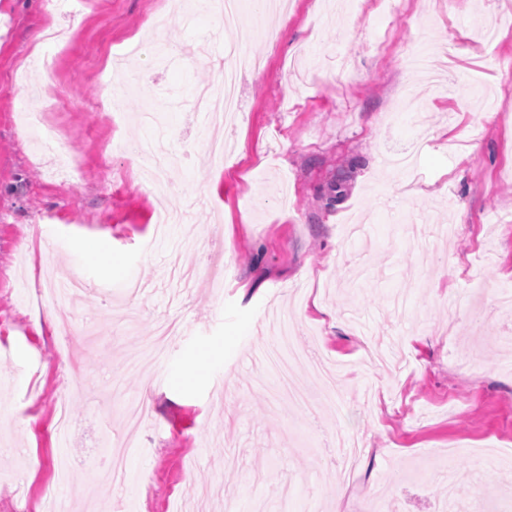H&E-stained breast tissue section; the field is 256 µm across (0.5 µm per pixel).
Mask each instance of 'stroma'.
Wrapping results in <instances>:
<instances>
[{"instance_id": "35a3bbf8", "label": "stroma", "mask_w": 512, "mask_h": 512, "mask_svg": "<svg viewBox=\"0 0 512 512\" xmlns=\"http://www.w3.org/2000/svg\"><path fill=\"white\" fill-rule=\"evenodd\" d=\"M175 3L58 13L0 0V512H41L49 495L69 512L91 496L107 512H334L338 431L367 448L341 501L351 512L374 486L385 512H469L477 486L492 512H512V310L498 303L512 292V0H400L393 14L290 0L260 17L244 0L237 28L204 4L157 27ZM49 25L67 47L37 44ZM242 47L266 66L241 78L234 153L216 169L193 100L215 84L216 54ZM111 70L151 94L130 92L108 125ZM54 95L83 161L76 183L18 120L20 100ZM149 107L178 152L162 193L122 149ZM437 224L456 236L435 238ZM108 251L116 270L97 259ZM77 266L86 291L40 303L49 273ZM297 288L295 344L347 366L312 426L278 401L270 370L241 360L265 350ZM51 318L74 321L68 347ZM173 318L163 363L131 371ZM146 384L143 445L113 474L99 450ZM63 398L76 424L64 441ZM452 440L496 449L479 468L465 451L449 464L438 451Z\"/></svg>"}]
</instances>
